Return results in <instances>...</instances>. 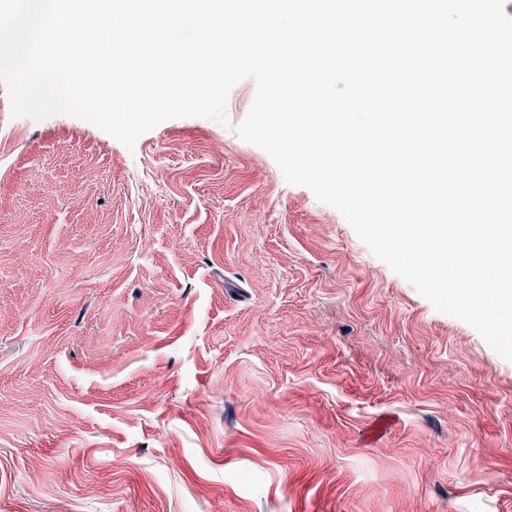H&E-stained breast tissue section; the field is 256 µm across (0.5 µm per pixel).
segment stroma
I'll return each mask as SVG.
<instances>
[{
  "mask_svg": "<svg viewBox=\"0 0 512 512\" xmlns=\"http://www.w3.org/2000/svg\"><path fill=\"white\" fill-rule=\"evenodd\" d=\"M228 124L0 83V512H512V361Z\"/></svg>",
  "mask_w": 512,
  "mask_h": 512,
  "instance_id": "obj_1",
  "label": "stroma"
}]
</instances>
